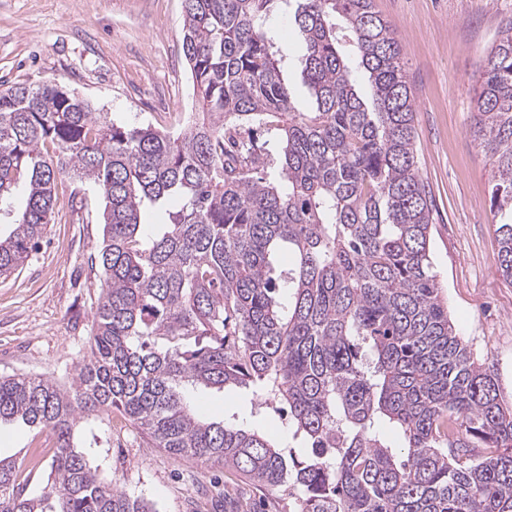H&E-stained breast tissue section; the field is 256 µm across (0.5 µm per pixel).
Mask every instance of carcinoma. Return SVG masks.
Here are the masks:
<instances>
[{
    "label": "carcinoma",
    "instance_id": "obj_1",
    "mask_svg": "<svg viewBox=\"0 0 512 512\" xmlns=\"http://www.w3.org/2000/svg\"><path fill=\"white\" fill-rule=\"evenodd\" d=\"M275 8L305 47L309 112L268 27ZM183 31L197 112L176 135L117 124L54 79L0 89V225L12 227L0 277L37 251L59 176L104 201L89 355L66 388L0 376V425L56 438L37 495L20 478L30 462L0 458V512H152L73 446L77 419L110 408L154 448L287 488L294 512H512V404L456 335L433 272L393 25L373 0H183ZM255 126L278 143L272 174ZM470 129L495 171V263L512 282V24L486 57ZM146 209L168 222L144 236ZM198 385L286 406L303 450L201 418L187 394ZM218 500L270 512L228 490Z\"/></svg>",
    "mask_w": 512,
    "mask_h": 512
}]
</instances>
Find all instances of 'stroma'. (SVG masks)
<instances>
[{
  "instance_id": "1",
  "label": "stroma",
  "mask_w": 512,
  "mask_h": 512,
  "mask_svg": "<svg viewBox=\"0 0 512 512\" xmlns=\"http://www.w3.org/2000/svg\"><path fill=\"white\" fill-rule=\"evenodd\" d=\"M401 42L414 94L421 178L434 200L433 271L454 328L475 360L493 364L502 397L512 402V284L497 272V226L490 211L494 171L470 135L481 67L512 0H375ZM288 79L300 109L304 46L292 22L272 13ZM182 0H0V87L54 79L99 112L127 125L175 134L195 109L182 52ZM57 205L40 250L18 274L0 278V374H40L67 386L87 354L92 306L103 281L90 265L102 241V199L70 175L55 188ZM199 405L251 431L288 438L275 408L255 406L250 390H207ZM73 442L100 478L157 512H192L202 490L226 487L290 512L286 492L251 485L240 474L205 468L152 448L120 412L81 418ZM51 431L0 427V457L42 449L28 483L38 492L49 472Z\"/></svg>"
}]
</instances>
